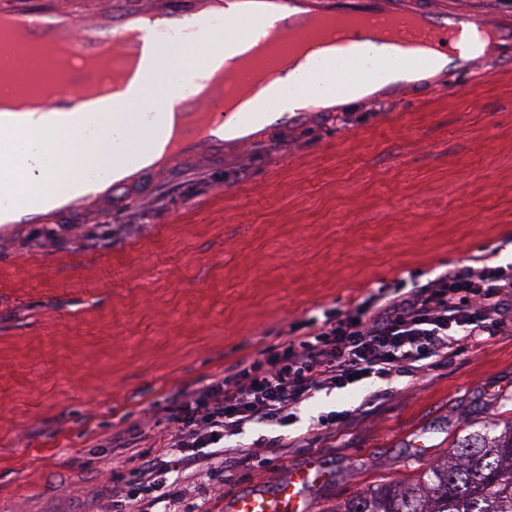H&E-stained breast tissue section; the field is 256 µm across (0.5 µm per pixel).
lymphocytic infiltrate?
I'll return each mask as SVG.
<instances>
[{
    "label": "lymphocytic infiltrate",
    "instance_id": "f902f5d3",
    "mask_svg": "<svg viewBox=\"0 0 512 512\" xmlns=\"http://www.w3.org/2000/svg\"><path fill=\"white\" fill-rule=\"evenodd\" d=\"M512 312L503 267L446 270L406 292H370L351 309L323 310L303 333L238 362L201 387L176 393L159 445L132 451L112 473V512H148L176 486L224 478V460L249 463L247 446L226 445L252 425L284 423L320 391L433 368L438 359L491 342Z\"/></svg>",
    "mask_w": 512,
    "mask_h": 512
}]
</instances>
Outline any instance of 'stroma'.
Segmentation results:
<instances>
[{"label":"stroma","instance_id":"stroma-1","mask_svg":"<svg viewBox=\"0 0 512 512\" xmlns=\"http://www.w3.org/2000/svg\"><path fill=\"white\" fill-rule=\"evenodd\" d=\"M444 92L380 96L349 124L276 129L219 160L189 159L120 211L101 205L63 238L37 224L0 233V512H110L98 494L125 454L114 430L159 440L170 397L255 357L322 309L443 271L512 263V66L448 71ZM343 426L297 435L371 391ZM512 416V318L490 346L432 370L367 379L303 403L289 426L247 432L258 465L175 512H225L320 455L310 512L436 462L467 424ZM292 438L288 448L258 437Z\"/></svg>","mask_w":512,"mask_h":512}]
</instances>
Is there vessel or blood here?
<instances>
[{
    "mask_svg": "<svg viewBox=\"0 0 512 512\" xmlns=\"http://www.w3.org/2000/svg\"><path fill=\"white\" fill-rule=\"evenodd\" d=\"M392 0H97L93 11L79 8L76 0H0V49L19 55L27 70L36 72L35 104L0 108V144L11 145L19 133L37 140L57 129H86L108 113L125 112L126 127L117 140L108 170L59 186L40 185L33 198L18 203L0 196V226L16 224H67L84 219L103 202L124 207L135 190L147 182L180 169L195 156L219 157L225 142L249 146L267 121L287 123L288 113L271 116L265 108L244 102L237 111L224 109V99L238 80L232 61L214 56L206 73L191 85L162 96H146V88L162 75L174 43H192L223 25L230 48L249 52L259 27L270 20L284 23V38L292 40L297 19L314 15L340 25L353 17L382 20L395 14ZM428 34L444 50L455 47L448 33L471 20L497 28L495 17L475 7L448 16L423 12ZM43 43L69 45L77 56H110L121 63L116 82L102 88L99 75L72 66L65 71L35 61L28 48ZM504 52L477 54L465 63L467 74L479 79L507 60ZM418 78L398 84L402 97L415 98L427 87L421 60L406 62ZM351 92L337 91L332 100H312L298 90V112L342 111ZM322 458L294 470L272 489L232 498L227 512H308L312 492L324 483Z\"/></svg>",
    "mask_w": 512,
    "mask_h": 512,
    "instance_id": "1",
    "label": "vessel or blood"
}]
</instances>
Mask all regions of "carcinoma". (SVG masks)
<instances>
[{"instance_id":"1","label":"carcinoma","mask_w":512,"mask_h":512,"mask_svg":"<svg viewBox=\"0 0 512 512\" xmlns=\"http://www.w3.org/2000/svg\"><path fill=\"white\" fill-rule=\"evenodd\" d=\"M334 512H512V419L471 424L417 476L380 483Z\"/></svg>"}]
</instances>
